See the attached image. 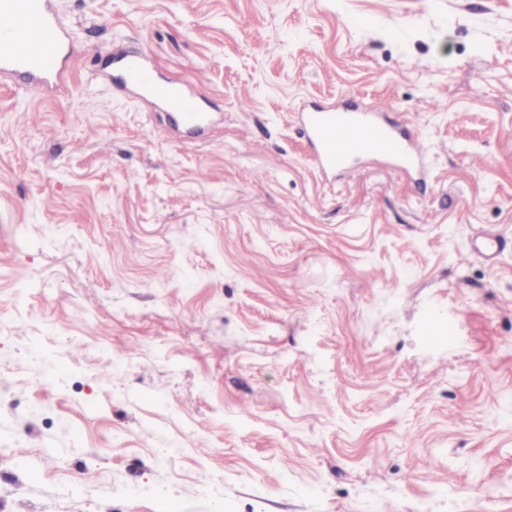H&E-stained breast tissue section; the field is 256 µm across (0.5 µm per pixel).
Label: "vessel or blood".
Segmentation results:
<instances>
[{
	"mask_svg": "<svg viewBox=\"0 0 512 512\" xmlns=\"http://www.w3.org/2000/svg\"><path fill=\"white\" fill-rule=\"evenodd\" d=\"M0 17L11 20L10 26L0 27V74L56 85L71 32L55 0H0ZM112 66L123 83L175 113L187 128L194 130L205 123L206 111L196 94L157 79L143 56H119ZM298 119L324 175L346 170L356 158L369 155L385 157L406 172L421 167L415 141L404 127L386 120L383 107L377 104L345 111L313 106L299 112Z\"/></svg>",
	"mask_w": 512,
	"mask_h": 512,
	"instance_id": "obj_1",
	"label": "vessel or blood"
}]
</instances>
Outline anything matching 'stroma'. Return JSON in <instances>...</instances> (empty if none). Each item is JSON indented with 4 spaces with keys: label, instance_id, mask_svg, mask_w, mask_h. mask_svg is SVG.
I'll return each instance as SVG.
<instances>
[{
    "label": "stroma",
    "instance_id": "stroma-1",
    "mask_svg": "<svg viewBox=\"0 0 512 512\" xmlns=\"http://www.w3.org/2000/svg\"><path fill=\"white\" fill-rule=\"evenodd\" d=\"M57 4L62 90L0 75V512H512V0ZM353 101L422 175L317 170ZM112 66L119 79L138 89L147 98L159 103L167 112L176 113L178 120L189 129H198L206 121V111L196 94L189 88H173L148 69L140 55H123L113 59Z\"/></svg>",
    "mask_w": 512,
    "mask_h": 512
}]
</instances>
